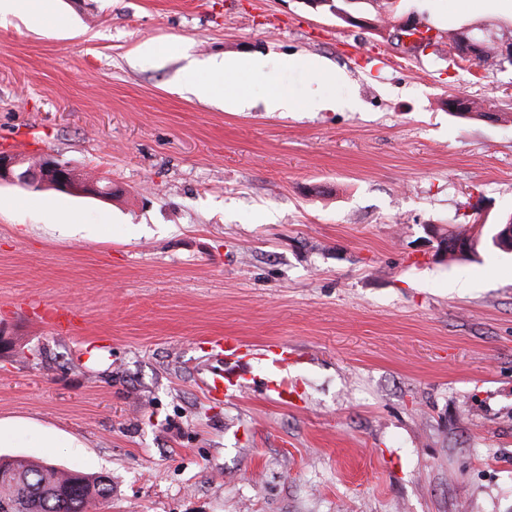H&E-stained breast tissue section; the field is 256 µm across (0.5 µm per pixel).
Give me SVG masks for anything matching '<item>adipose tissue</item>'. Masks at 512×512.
<instances>
[{"label":"adipose tissue","mask_w":512,"mask_h":512,"mask_svg":"<svg viewBox=\"0 0 512 512\" xmlns=\"http://www.w3.org/2000/svg\"><path fill=\"white\" fill-rule=\"evenodd\" d=\"M208 69L213 75L212 80L189 83V93L201 101L218 104L225 111L237 112L246 106L237 89L238 78L261 76L263 63L246 55L223 56L213 58Z\"/></svg>","instance_id":"obj_1"}]
</instances>
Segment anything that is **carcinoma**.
Masks as SVG:
<instances>
[{"instance_id": "cac0c4a2", "label": "carcinoma", "mask_w": 512, "mask_h": 512, "mask_svg": "<svg viewBox=\"0 0 512 512\" xmlns=\"http://www.w3.org/2000/svg\"><path fill=\"white\" fill-rule=\"evenodd\" d=\"M373 13L369 20L381 30L394 19L393 2L370 0ZM499 65L495 43L484 40L475 61ZM512 224V214L504 215L490 233L491 246L512 252V237L500 234L501 225ZM112 483L104 474L88 476L76 469H64L48 463H35L20 457H0V512H90L93 502L109 496Z\"/></svg>"}]
</instances>
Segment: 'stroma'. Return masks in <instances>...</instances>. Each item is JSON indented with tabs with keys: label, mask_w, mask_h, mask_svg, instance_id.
Returning a JSON list of instances; mask_svg holds the SVG:
<instances>
[{
	"label": "stroma",
	"mask_w": 512,
	"mask_h": 512,
	"mask_svg": "<svg viewBox=\"0 0 512 512\" xmlns=\"http://www.w3.org/2000/svg\"><path fill=\"white\" fill-rule=\"evenodd\" d=\"M19 2L0 139L119 194L0 186V454L111 476L91 512H512V256L439 261L425 232L478 198L512 212V65L447 39H512V0H403L441 37L419 55L305 0ZM223 54L262 59L253 108L186 92ZM275 85L336 107L265 111ZM456 94L496 117L451 114ZM225 335L287 343L295 403L257 358L208 401Z\"/></svg>",
	"instance_id": "35a3bbf8"
}]
</instances>
